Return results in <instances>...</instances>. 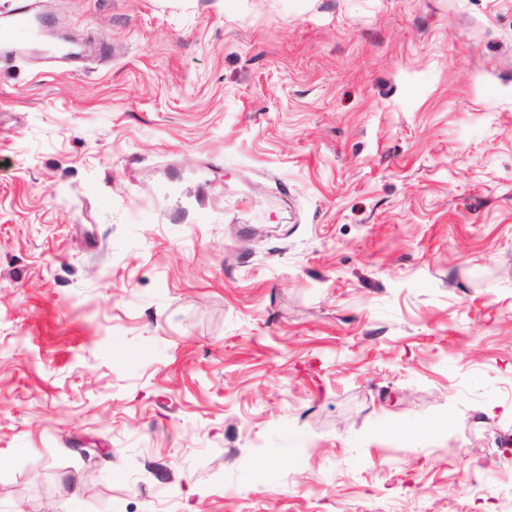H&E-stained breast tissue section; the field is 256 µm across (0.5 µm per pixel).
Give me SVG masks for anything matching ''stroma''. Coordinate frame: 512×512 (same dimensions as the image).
I'll return each mask as SVG.
<instances>
[{"instance_id": "stroma-1", "label": "stroma", "mask_w": 512, "mask_h": 512, "mask_svg": "<svg viewBox=\"0 0 512 512\" xmlns=\"http://www.w3.org/2000/svg\"><path fill=\"white\" fill-rule=\"evenodd\" d=\"M0 68V512H498L512 0H37Z\"/></svg>"}]
</instances>
